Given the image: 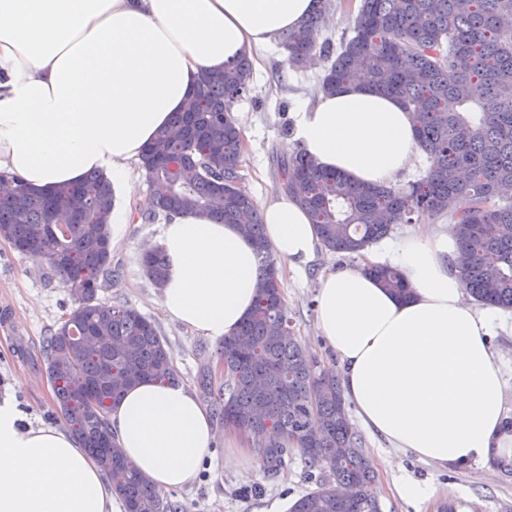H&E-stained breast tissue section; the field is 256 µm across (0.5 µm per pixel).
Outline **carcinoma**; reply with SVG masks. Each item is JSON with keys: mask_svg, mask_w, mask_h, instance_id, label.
<instances>
[{"mask_svg": "<svg viewBox=\"0 0 512 512\" xmlns=\"http://www.w3.org/2000/svg\"><path fill=\"white\" fill-rule=\"evenodd\" d=\"M332 0L297 29L280 35L293 69L324 66L322 88L334 91L364 73L377 92L399 98L410 112L429 160L426 177L408 191L352 182L321 167L304 150L280 160L278 178L316 224L329 251L360 254L413 216L437 218L448 199L467 201L455 224L458 271L476 301L512 311V0H361L354 35L333 53L319 42ZM252 64L244 55L218 72H204L194 92L141 157L156 212L202 214L236 224L256 248L257 297L250 315L220 355L226 377L220 421L266 436L258 447L271 472L286 465L284 449L302 445L310 429L321 435L305 453L311 467L329 468L289 512H381L375 473L352 429L340 382L315 371V360L293 334L277 294L276 262L254 198L240 185L242 134L232 116L249 92ZM0 197V237L20 253L52 257V275L81 301L42 344L57 408L95 456L127 512H177L129 460L110 434L107 415L142 379L173 384L178 374L157 326L138 310L99 298L112 278L111 181L99 172L48 193L12 179ZM76 218L63 232L52 228ZM156 287L167 276L162 250L142 257ZM370 272L400 297L402 273L379 265ZM97 392L89 404L81 393ZM350 490L336 500L334 486Z\"/></svg>", "mask_w": 512, "mask_h": 512, "instance_id": "cac0c4a2", "label": "carcinoma"}]
</instances>
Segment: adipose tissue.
<instances>
[{
	"label": "adipose tissue",
	"mask_w": 512,
	"mask_h": 512,
	"mask_svg": "<svg viewBox=\"0 0 512 512\" xmlns=\"http://www.w3.org/2000/svg\"><path fill=\"white\" fill-rule=\"evenodd\" d=\"M317 0H0V174L33 189L104 172L131 190L130 162L180 111L202 72L296 29ZM296 137L320 166L361 184L397 185L420 146L410 114L364 77L319 92ZM271 251L306 264L321 241L287 196L259 208ZM160 246L165 315L218 341L250 314L259 267L233 224L171 216ZM453 230L428 228L324 275L316 324L341 386L371 436L445 469L512 466L500 362L488 337L498 317L466 301ZM404 275L401 298L369 274ZM125 455L162 491L191 483L212 455L208 409L186 384L143 380L108 416ZM97 460L77 436L26 424L0 396V512H120Z\"/></svg>",
	"instance_id": "adipose-tissue-1"
}]
</instances>
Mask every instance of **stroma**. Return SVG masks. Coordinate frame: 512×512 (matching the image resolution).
<instances>
[{
  "instance_id": "stroma-1",
  "label": "stroma",
  "mask_w": 512,
  "mask_h": 512,
  "mask_svg": "<svg viewBox=\"0 0 512 512\" xmlns=\"http://www.w3.org/2000/svg\"><path fill=\"white\" fill-rule=\"evenodd\" d=\"M333 8L321 26L320 41L339 47L349 36L361 0H332ZM263 68L254 69L251 90L232 107L242 127L245 161L241 184L263 203L279 193L276 163L292 155L301 144L295 140L300 104L314 98L321 87L322 69L294 70L280 43L258 49ZM134 190L117 197L116 209L125 211L128 222L112 237V280L99 296L107 303L120 302L152 320L167 342L181 382L197 386L201 374L211 376V393L202 394L208 408L224 391V365L218 342L198 337L195 332L163 317L160 292L146 277L141 255L144 245L157 244L163 219L144 222L140 215L150 199L145 171L140 162L130 165ZM361 260L357 254L319 249L302 271L289 270L278 261L281 286L293 333L319 362L320 368L335 366L315 324V293L320 276L343 265ZM73 299L47 262L33 263L0 239V395L14 391L16 400L35 422L65 426L54 402L51 381L42 358V344L73 308ZM490 344L500 357L504 381L505 408L512 420V312L501 313L493 325ZM373 465L385 458L400 461L401 469L377 473V492L382 512H512V467L489 472L476 465L444 470L425 465L387 443L363 436ZM314 470L300 452H292L286 468L270 474L267 468H252L224 461V446L216 444L211 460L205 461L196 481L166 496L177 512H288L289 506L314 487ZM413 478L434 486L432 503L405 502L393 491L394 482Z\"/></svg>"
}]
</instances>
